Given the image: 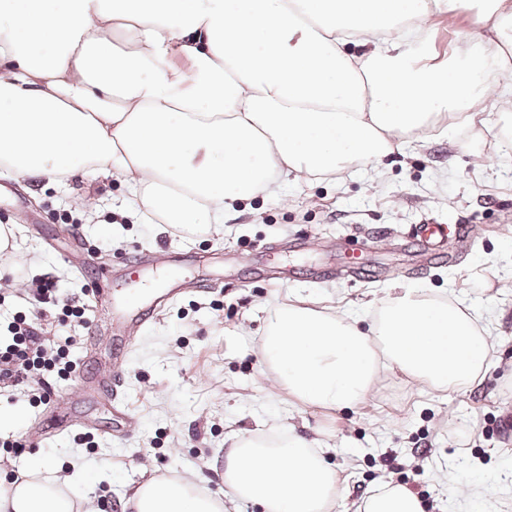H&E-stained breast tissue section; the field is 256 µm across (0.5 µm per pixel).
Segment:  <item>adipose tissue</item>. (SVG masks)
I'll use <instances>...</instances> for the list:
<instances>
[{
    "mask_svg": "<svg viewBox=\"0 0 512 512\" xmlns=\"http://www.w3.org/2000/svg\"><path fill=\"white\" fill-rule=\"evenodd\" d=\"M484 35L446 66H420L432 10L468 0H0V174L66 186L101 173L127 190L133 218L184 231L223 225L280 177L302 184L378 170L432 116L473 106L512 111L502 84L512 0H491ZM261 356L298 403L344 410L383 366L462 392L478 385L493 343L465 307L424 288L379 300L369 326L302 301L267 304ZM317 441L295 428L235 434L224 487L184 477L133 486L127 512H327L346 491ZM90 473L0 469V512H96ZM362 512H423L385 484Z\"/></svg>",
    "mask_w": 512,
    "mask_h": 512,
    "instance_id": "ef3b65f1",
    "label": "adipose tissue"
}]
</instances>
